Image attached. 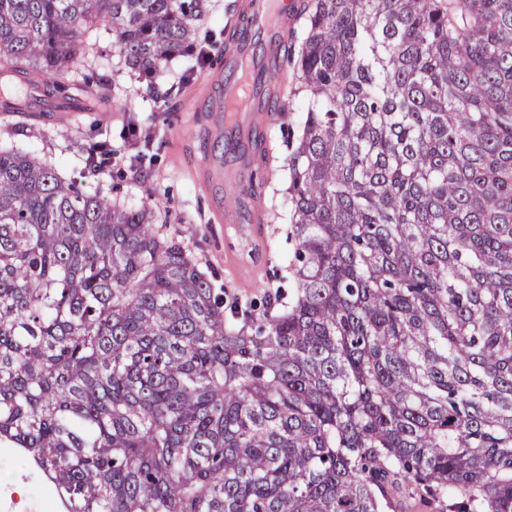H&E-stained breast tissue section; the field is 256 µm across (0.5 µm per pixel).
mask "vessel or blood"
<instances>
[{"mask_svg":"<svg viewBox=\"0 0 512 512\" xmlns=\"http://www.w3.org/2000/svg\"><path fill=\"white\" fill-rule=\"evenodd\" d=\"M240 17L244 34L217 64L216 91L206 106L210 132L218 141L224 137L225 113H236L237 133L244 138L265 125L256 86L283 89L281 53L292 20L289 0H245Z\"/></svg>","mask_w":512,"mask_h":512,"instance_id":"1","label":"vessel or blood"}]
</instances>
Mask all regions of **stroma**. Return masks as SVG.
I'll list each match as a JSON object with an SVG mask.
<instances>
[{"mask_svg":"<svg viewBox=\"0 0 512 512\" xmlns=\"http://www.w3.org/2000/svg\"><path fill=\"white\" fill-rule=\"evenodd\" d=\"M239 2L207 0L194 25L192 54L170 60L162 75L161 87L177 88L165 108L154 104L145 82L126 67L103 22L83 34L82 49L60 76L77 100L71 112H0V145L48 160L86 193L110 197L123 208L140 207L147 194H156L163 202L157 226L199 262L229 306L261 298L271 302L279 288L295 285L289 268L296 240L287 157L307 105L295 66L303 37V22L296 18L287 40L284 103L272 108L260 143L247 147L254 167L270 178L247 197L240 221L261 223L263 234L249 246L238 245L235 228L218 218L230 187L201 185L197 174L224 152L209 135L200 101L207 92L203 77L223 58L225 36L238 22ZM98 143L105 144L112 164L86 173L85 149ZM25 473L21 464L0 460V512H43L41 484Z\"/></svg>","mask_w":512,"mask_h":512,"instance_id":"obj_1","label":"stroma"}]
</instances>
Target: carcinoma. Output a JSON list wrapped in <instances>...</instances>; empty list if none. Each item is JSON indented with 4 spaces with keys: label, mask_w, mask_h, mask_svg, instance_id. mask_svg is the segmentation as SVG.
<instances>
[{
    "label": "carcinoma",
    "mask_w": 512,
    "mask_h": 512,
    "mask_svg": "<svg viewBox=\"0 0 512 512\" xmlns=\"http://www.w3.org/2000/svg\"><path fill=\"white\" fill-rule=\"evenodd\" d=\"M204 0H0L58 75L110 24L159 89ZM296 292L224 299L160 232L0 146V450L67 512H512V0H303ZM400 502L398 512H449L452 509L448 505L453 499H432L426 497L421 489H409L400 495Z\"/></svg>",
    "instance_id": "obj_1"
}]
</instances>
